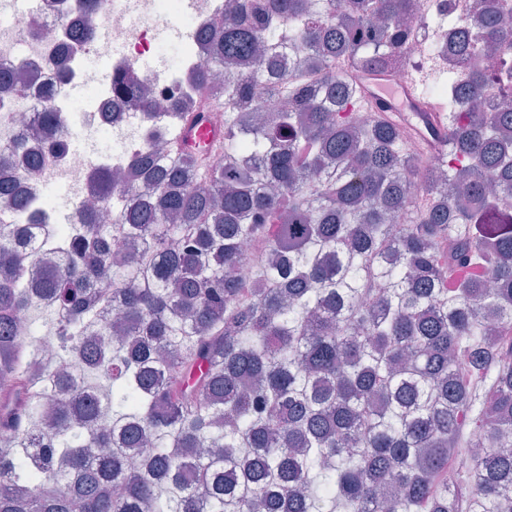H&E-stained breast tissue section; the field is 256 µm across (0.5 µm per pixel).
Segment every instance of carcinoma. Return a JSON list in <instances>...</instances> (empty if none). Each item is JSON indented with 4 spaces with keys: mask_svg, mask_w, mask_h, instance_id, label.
<instances>
[{
    "mask_svg": "<svg viewBox=\"0 0 512 512\" xmlns=\"http://www.w3.org/2000/svg\"><path fill=\"white\" fill-rule=\"evenodd\" d=\"M250 2L204 31L194 105L171 113L173 133L229 106L223 169L169 137L165 164L139 156L141 193L93 173L112 222L81 211L60 265L39 225L0 228V512H512V111H476L470 64L423 85L448 108L435 151L460 161L443 182L399 123L354 110L362 75L402 64L411 0ZM509 39L480 3L447 51ZM286 42L320 79L283 67ZM441 53L433 34L420 58ZM257 89L288 107L255 111ZM418 180L447 199L411 205ZM0 199L24 208L2 180Z\"/></svg>",
    "mask_w": 512,
    "mask_h": 512,
    "instance_id": "1",
    "label": "carcinoma"
}]
</instances>
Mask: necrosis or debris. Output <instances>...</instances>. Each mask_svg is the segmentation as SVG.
I'll return each instance as SVG.
<instances>
[{
    "instance_id": "1",
    "label": "necrosis or debris",
    "mask_w": 512,
    "mask_h": 512,
    "mask_svg": "<svg viewBox=\"0 0 512 512\" xmlns=\"http://www.w3.org/2000/svg\"><path fill=\"white\" fill-rule=\"evenodd\" d=\"M413 29L452 22L467 26L461 0H415ZM224 0H37L32 14L0 22V71L24 67L29 89L22 97L0 91V174L12 179L28 201L26 212L0 203L1 224H24L29 216L63 231L76 230L77 214L84 201L99 187L92 174L97 170H131L137 153L164 137L166 122L149 113L146 105L122 103L111 85L89 80L88 61L111 66L115 78L148 88L152 100L175 104L187 94L185 70L205 60L202 30L222 17ZM91 19L92 35L73 43L70 26ZM177 24V64L164 70L145 69L149 55L167 51L161 30ZM89 83L90 93L81 100L69 89ZM52 113L44 121V113ZM42 129L39 140L42 159L38 178L27 168L11 164V151L21 127ZM81 126L112 139L121 149L112 154H88L76 148L70 131ZM70 189L73 205L59 214L47 187Z\"/></svg>"
}]
</instances>
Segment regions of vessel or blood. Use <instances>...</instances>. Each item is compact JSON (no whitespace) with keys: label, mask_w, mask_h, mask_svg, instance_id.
Masks as SVG:
<instances>
[{"label":"vessel or blood","mask_w":512,"mask_h":512,"mask_svg":"<svg viewBox=\"0 0 512 512\" xmlns=\"http://www.w3.org/2000/svg\"><path fill=\"white\" fill-rule=\"evenodd\" d=\"M423 81V76L413 73L395 87L391 85L386 75H370V89L361 106L378 111L422 112L437 131H444L448 126V114L440 106L425 99L421 89ZM223 110L222 104H212L207 120L185 124L175 135L177 145L192 147L203 154L223 151L224 139L216 130L222 121Z\"/></svg>","instance_id":"1"}]
</instances>
